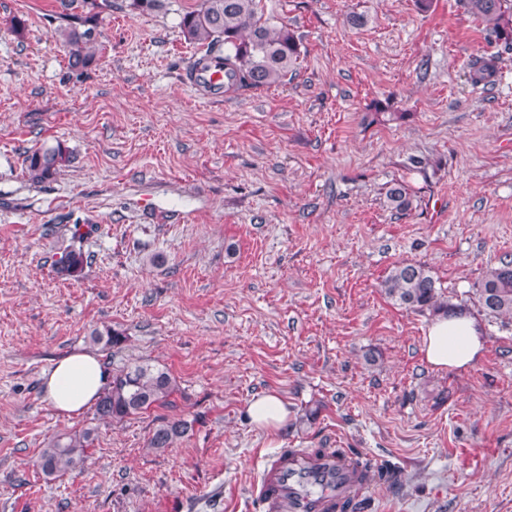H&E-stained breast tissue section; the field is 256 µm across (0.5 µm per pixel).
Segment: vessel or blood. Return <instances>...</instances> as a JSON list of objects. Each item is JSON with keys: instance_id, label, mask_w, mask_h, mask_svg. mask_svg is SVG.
<instances>
[{"instance_id": "b4317fda", "label": "vessel or blood", "mask_w": 512, "mask_h": 512, "mask_svg": "<svg viewBox=\"0 0 512 512\" xmlns=\"http://www.w3.org/2000/svg\"><path fill=\"white\" fill-rule=\"evenodd\" d=\"M191 87L224 91V69L216 62L191 65ZM370 459L336 448H286L261 460L251 496L259 512H338L347 500L370 490Z\"/></svg>"}]
</instances>
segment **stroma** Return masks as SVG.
<instances>
[{
    "label": "stroma",
    "mask_w": 512,
    "mask_h": 512,
    "mask_svg": "<svg viewBox=\"0 0 512 512\" xmlns=\"http://www.w3.org/2000/svg\"><path fill=\"white\" fill-rule=\"evenodd\" d=\"M198 3L85 6L99 60L78 76L64 0H0V512H259L257 462L283 448L392 465L400 485L375 484L366 512H512V326L475 299L512 260V50L464 0H261L300 57L217 98L186 83ZM377 102L397 120L367 123ZM58 142L73 163L30 182L26 151ZM397 183L410 210L387 202ZM76 224L72 277L54 261ZM415 263L481 321L473 366L428 365L430 313L385 295ZM109 330L119 346L92 342ZM76 350L169 372L172 404L58 414L44 376ZM262 393L287 404L281 427L250 423ZM173 417L188 434L150 448ZM87 428L84 466L46 477L49 441Z\"/></svg>",
    "instance_id": "1"
}]
</instances>
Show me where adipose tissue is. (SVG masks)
<instances>
[{"mask_svg": "<svg viewBox=\"0 0 512 512\" xmlns=\"http://www.w3.org/2000/svg\"><path fill=\"white\" fill-rule=\"evenodd\" d=\"M483 330L470 313L456 309L435 315L429 322L421 352L435 369L471 366L482 349ZM110 381L109 372L95 355L79 351L58 362L44 378V397L66 416L94 405Z\"/></svg>", "mask_w": 512, "mask_h": 512, "instance_id": "1", "label": "adipose tissue"}]
</instances>
